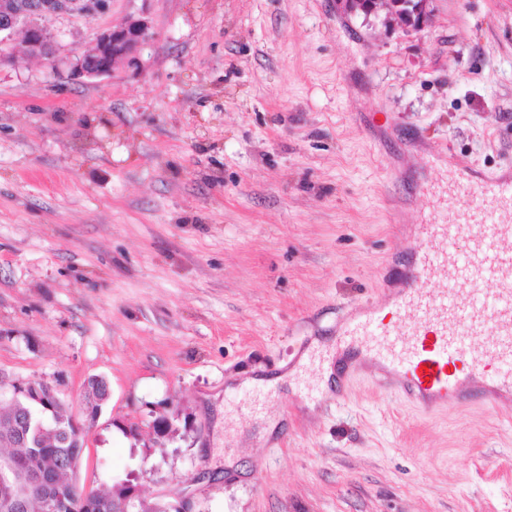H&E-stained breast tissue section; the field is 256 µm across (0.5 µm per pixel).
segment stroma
I'll use <instances>...</instances> for the list:
<instances>
[{"label":"stroma","instance_id":"obj_1","mask_svg":"<svg viewBox=\"0 0 512 512\" xmlns=\"http://www.w3.org/2000/svg\"><path fill=\"white\" fill-rule=\"evenodd\" d=\"M421 31L336 0H112L44 21L57 58L148 10L95 82L0 64V389L111 396L78 477L190 512H512V413L424 414L306 352L386 306L418 224L512 175V0ZM285 374L274 386L249 378ZM171 418L162 437L156 419Z\"/></svg>","mask_w":512,"mask_h":512}]
</instances>
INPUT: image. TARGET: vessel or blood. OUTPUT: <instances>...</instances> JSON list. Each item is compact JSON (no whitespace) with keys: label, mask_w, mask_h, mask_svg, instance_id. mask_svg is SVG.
I'll return each instance as SVG.
<instances>
[{"label":"vessel or blood","mask_w":512,"mask_h":512,"mask_svg":"<svg viewBox=\"0 0 512 512\" xmlns=\"http://www.w3.org/2000/svg\"><path fill=\"white\" fill-rule=\"evenodd\" d=\"M452 190L477 200L478 212L421 225L400 294L388 308L351 317L341 338L395 376L393 394L425 413L464 400L468 380L482 381L491 408L512 395V177ZM485 329L490 339L471 346L470 335Z\"/></svg>","instance_id":"vessel-or-blood-1"}]
</instances>
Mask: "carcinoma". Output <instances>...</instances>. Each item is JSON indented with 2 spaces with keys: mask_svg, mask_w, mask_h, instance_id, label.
<instances>
[{
  "mask_svg": "<svg viewBox=\"0 0 512 512\" xmlns=\"http://www.w3.org/2000/svg\"><path fill=\"white\" fill-rule=\"evenodd\" d=\"M90 392L83 395L82 407L96 410L101 407L104 395V382L89 380ZM15 414L21 422L31 420V424L41 423L45 433L39 438L28 440L6 452L17 464V473L11 475V481L27 486L29 490L28 512H71L69 505L84 498L94 503L92 512H123V498L128 492L130 481L117 484L107 491L88 488L77 482L76 476L67 467V457L82 450L83 438L73 426L74 416L65 404H57L47 410L43 406L25 398L13 400L12 408L4 415ZM37 474H49L64 489L63 499L52 497L39 484L32 482Z\"/></svg>",
  "mask_w": 512,
  "mask_h": 512,
  "instance_id": "carcinoma-1",
  "label": "carcinoma"
}]
</instances>
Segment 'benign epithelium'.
Here are the masks:
<instances>
[{
    "label": "benign epithelium",
    "instance_id": "7a95c632",
    "mask_svg": "<svg viewBox=\"0 0 512 512\" xmlns=\"http://www.w3.org/2000/svg\"><path fill=\"white\" fill-rule=\"evenodd\" d=\"M432 0H341L349 15L370 16L383 12L386 18L405 30H418L432 23ZM112 0H0V45L20 43L29 58L52 59L56 45L46 33L41 19L48 15H71L85 20L109 11ZM154 36L147 10L129 15L117 27L100 31L92 49L74 54L66 69L56 70L62 77L88 82L110 77L117 67L135 65L143 47ZM12 393L23 395L44 406L61 402L59 389L48 382L38 387L31 379L12 382Z\"/></svg>",
    "mask_w": 512,
    "mask_h": 512
}]
</instances>
